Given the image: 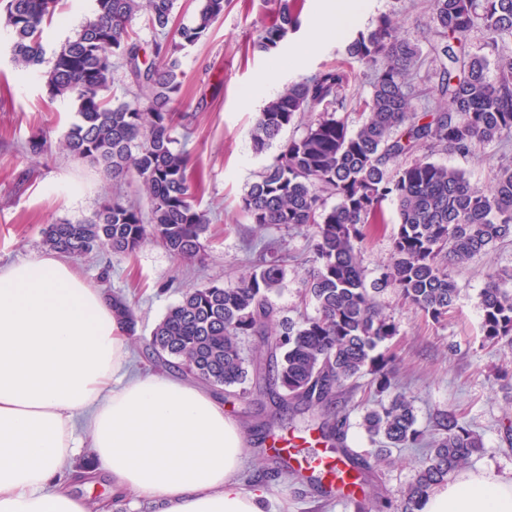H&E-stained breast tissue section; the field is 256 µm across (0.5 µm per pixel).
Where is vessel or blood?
Instances as JSON below:
<instances>
[{"label": "vessel or blood", "mask_w": 512, "mask_h": 512, "mask_svg": "<svg viewBox=\"0 0 512 512\" xmlns=\"http://www.w3.org/2000/svg\"><path fill=\"white\" fill-rule=\"evenodd\" d=\"M270 449L272 453L287 459L292 465L312 474L320 475L329 495L347 500L349 489L346 485L348 466L340 461L338 454L331 447L309 437L304 440L295 438L273 437Z\"/></svg>", "instance_id": "obj_1"}]
</instances>
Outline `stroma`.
Listing matches in <instances>:
<instances>
[{
    "label": "stroma",
    "instance_id": "stroma-1",
    "mask_svg": "<svg viewBox=\"0 0 512 512\" xmlns=\"http://www.w3.org/2000/svg\"><path fill=\"white\" fill-rule=\"evenodd\" d=\"M321 4L322 0H304L300 27L287 40L291 46L317 44L298 68L272 70L270 56L251 48L272 19L268 0H229L223 18L208 34L180 52L184 77L174 108L189 115L187 148L203 179L200 206L210 215L205 234L208 256L201 263H181L149 241L131 255L99 252L75 263L91 286L107 296H123L135 311L138 334L129 340V374L149 370L142 339L183 291L212 281L236 282L252 270L265 243L293 257L282 288L272 296L280 316L295 319L303 313L315 314V304L302 300V279L312 256L311 229L270 225L256 230L240 205L247 186L275 155L271 149L255 154L249 137L269 97L290 82L335 65L351 69L355 97L364 98L370 92V69L349 59L345 47L355 31L370 27L387 10L389 0H364L350 28L328 35L313 25ZM94 8L95 0H58L51 22L44 27L45 53L53 54L74 37ZM267 74L272 77L267 91L254 93V86ZM74 119L70 106L50 100L39 71L14 68L8 35L0 30V266L44 254L42 231L47 225L88 217L106 196L122 194L147 207L146 193H135L128 183L113 182L100 169L58 149ZM38 134L51 143V151L27 153L29 140ZM432 159L465 170L472 184L484 188L494 166L512 160V144L479 147L467 156L439 152ZM384 209L385 224L369 231L361 249L370 283L389 261L397 222L395 204L385 203ZM502 269H512V242L496 245L454 268L459 294L446 320L438 323L404 304L393 289L378 293L377 299L398 324V334L389 345L393 372L401 390L414 402L418 427L428 428L435 410H457L484 444L473 456L470 470L487 471L512 483V442L504 436L505 425L512 421V388L496 378L499 368L512 365V352L483 347L481 331L480 292L487 273ZM367 384V379H359L357 386L347 388L336 400L337 412L348 416L347 443L365 458L371 457L373 447L361 426L358 403ZM421 458L417 449L400 448L393 450L391 463L378 466L390 496H398L406 487ZM266 491L276 510L284 506L288 512H353L350 504L324 496L307 482L272 484Z\"/></svg>",
    "mask_w": 512,
    "mask_h": 512
}]
</instances>
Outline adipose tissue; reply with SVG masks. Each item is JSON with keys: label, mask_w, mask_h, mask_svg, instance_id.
Here are the masks:
<instances>
[{"label": "adipose tissue", "mask_w": 512, "mask_h": 512, "mask_svg": "<svg viewBox=\"0 0 512 512\" xmlns=\"http://www.w3.org/2000/svg\"><path fill=\"white\" fill-rule=\"evenodd\" d=\"M112 305L57 255L0 266V512H88L71 483L88 437L116 496L155 512H267L238 479L245 434L198 387L129 375ZM420 512H512L483 472L433 488Z\"/></svg>", "instance_id": "obj_1"}]
</instances>
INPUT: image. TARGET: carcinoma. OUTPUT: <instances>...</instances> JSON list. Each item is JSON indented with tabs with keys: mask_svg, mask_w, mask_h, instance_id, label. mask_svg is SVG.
I'll list each match as a JSON object with an SVG mask.
<instances>
[{
	"mask_svg": "<svg viewBox=\"0 0 512 512\" xmlns=\"http://www.w3.org/2000/svg\"><path fill=\"white\" fill-rule=\"evenodd\" d=\"M176 0H96L94 17L44 61L43 22L56 0H6L0 26L10 36L11 58L24 70L42 64L47 93L66 100L76 120L64 134L71 158L103 168L114 178L133 176L149 198V216L121 197L105 199L89 217L50 224L43 246L79 259L109 251L130 255L147 240L181 262L204 258L209 224L199 208L200 181L176 136L183 116L173 108L183 72L178 54L198 43L224 16L227 0H198L191 24L171 27ZM301 0H275L273 20L253 48L271 54L299 25ZM400 9L381 13L346 45L349 58L372 70L370 93L349 127L352 72L323 67L270 99L251 130L253 151L278 153L247 187L241 209L259 230L269 225L314 229L312 267L303 280L317 313L278 319L271 295L286 271L269 247L240 280L186 290L156 323L145 351L212 388H243L249 381L269 395L259 426L283 427L281 414L319 410L320 439L350 466L354 512H419L422 499L483 448L481 438L448 410L436 413L432 436L416 426L412 400L398 391L393 358L382 344L397 335L394 317L375 294L390 287L433 321L448 315L458 294L455 266L512 239V163L498 166L487 188L466 173L430 160L450 151L468 155L477 144L512 140V0H432L426 22L428 51L400 34ZM144 18L145 43L132 23ZM484 43L472 47L471 36ZM432 71L420 75L422 55ZM496 59L489 75L488 55ZM124 69L134 101L104 96L114 69ZM297 129L288 139L281 134ZM335 203L328 204V199ZM396 203L398 223L391 259L367 287L361 244L386 223L383 203ZM512 273L488 276L480 293L483 343L512 350ZM118 320L136 334V316L112 297ZM258 338L259 355H242L240 338ZM369 375L386 402L364 400L363 426L378 445L376 462L392 448H424L420 468L395 502L377 489L376 471L345 445L336 399L350 382ZM306 478L303 470L270 455L251 480L265 485Z\"/></svg>",
	"mask_w": 512,
	"mask_h": 512,
	"instance_id": "obj_1",
	"label": "carcinoma"
}]
</instances>
